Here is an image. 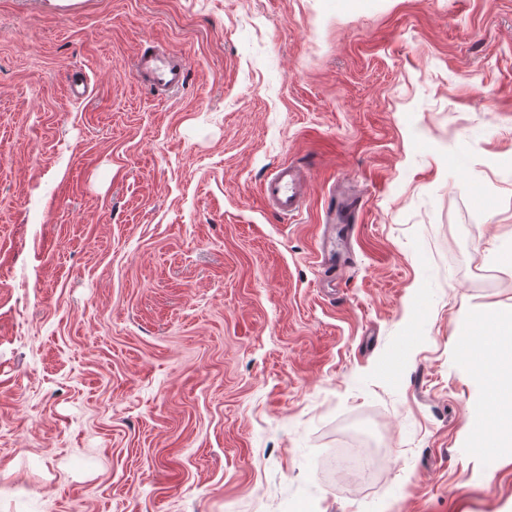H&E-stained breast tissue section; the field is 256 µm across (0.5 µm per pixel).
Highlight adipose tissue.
<instances>
[{"label": "adipose tissue", "mask_w": 512, "mask_h": 512, "mask_svg": "<svg viewBox=\"0 0 512 512\" xmlns=\"http://www.w3.org/2000/svg\"><path fill=\"white\" fill-rule=\"evenodd\" d=\"M479 335L486 341V353L480 362L476 375L486 386L488 396L485 402L474 406L470 412L468 433L478 445L493 442L495 447L512 446V430H491L485 426L487 406L497 407L501 415L512 417V367L504 368L500 359L512 353V336L502 335L493 321L485 319L478 324Z\"/></svg>", "instance_id": "1"}]
</instances>
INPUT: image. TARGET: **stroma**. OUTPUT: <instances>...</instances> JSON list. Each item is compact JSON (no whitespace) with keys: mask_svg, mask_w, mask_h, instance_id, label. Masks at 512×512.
Returning a JSON list of instances; mask_svg holds the SVG:
<instances>
[{"mask_svg":"<svg viewBox=\"0 0 512 512\" xmlns=\"http://www.w3.org/2000/svg\"><path fill=\"white\" fill-rule=\"evenodd\" d=\"M510 160L512 0H0V512H512ZM134 67L139 78L159 96L178 91L186 81L187 69L183 58L165 50L140 53ZM302 180V175L296 168H279L265 181L263 199L284 217L300 214L306 198ZM478 334L484 336L486 341V353L480 362L476 375L479 382L487 386V398L474 406L470 411L468 433L470 437L480 446H486L490 433H494V446L505 448L512 446V332L510 324L509 336H502L500 328L493 321L485 319L478 323ZM504 355L510 356V367L505 369L500 358ZM493 404L497 407L502 416H506L510 422L508 433H503L498 427L481 426L486 420V408ZM376 464V460L358 444H354L349 453L340 461L339 478L361 484L366 475Z\"/></svg>","mask_w":512,"mask_h":512,"instance_id":"35a3bbf8","label":"stroma"}]
</instances>
